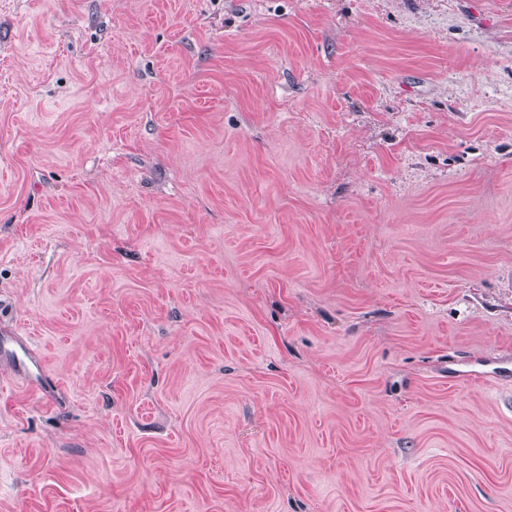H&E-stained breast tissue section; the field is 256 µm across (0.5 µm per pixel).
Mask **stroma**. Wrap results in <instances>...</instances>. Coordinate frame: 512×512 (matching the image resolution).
Here are the masks:
<instances>
[{"label":"stroma","mask_w":512,"mask_h":512,"mask_svg":"<svg viewBox=\"0 0 512 512\" xmlns=\"http://www.w3.org/2000/svg\"><path fill=\"white\" fill-rule=\"evenodd\" d=\"M0 512H512V0H0ZM0 364L10 373L24 378L32 388H39L44 374L43 358L36 355L27 339L16 336H0Z\"/></svg>","instance_id":"35a3bbf8"}]
</instances>
